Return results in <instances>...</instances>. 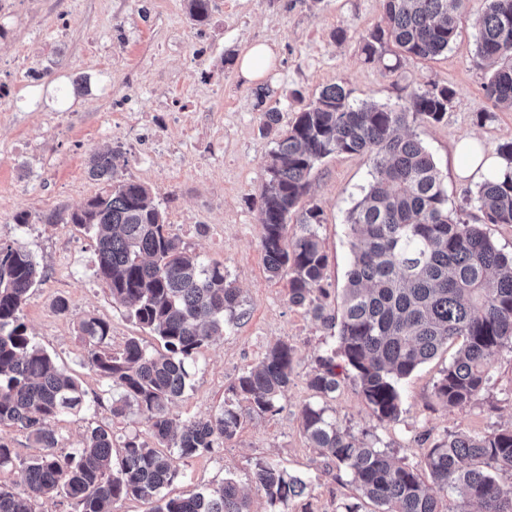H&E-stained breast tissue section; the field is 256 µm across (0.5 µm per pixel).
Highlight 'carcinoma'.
Listing matches in <instances>:
<instances>
[{
    "mask_svg": "<svg viewBox=\"0 0 512 512\" xmlns=\"http://www.w3.org/2000/svg\"><path fill=\"white\" fill-rule=\"evenodd\" d=\"M212 0H188L196 22L209 18ZM379 24L363 39L367 63L393 72L406 58L432 59L448 51L458 35L464 0H382ZM476 51L488 77L483 90L494 106L512 111V0H486L476 19ZM455 98L446 85L430 83L395 106L355 105L340 84L324 87L280 130V111L261 112V133L275 137L268 180L259 197L260 242L269 278L290 271L288 301L337 331L339 346L319 359L310 388L325 397L341 376L356 383L378 419L390 422L400 410L398 382L427 362L450 340H462L457 356L435 386L436 396L455 407L472 400L488 383L494 356L512 348V252L498 248L483 226L512 225V142L500 145L502 174L481 182L476 202L482 223L471 224L448 207L440 171L420 140L409 134L417 122H440ZM365 155L371 181L350 209L347 226L354 260L340 306L329 302L327 255L318 236L321 210L297 206L307 194L317 163L334 154ZM127 159L118 147L94 154L89 177L101 190L72 211L47 217L93 233L97 276L112 302L137 325L159 337L163 349L149 353L139 339L112 351L110 326L90 317L79 324L92 349L88 363L121 390L112 414L136 408L154 438L133 435L113 457L112 432L85 431L81 449L58 451L52 423L78 416L85 391L39 347L22 321L39 271L17 242H0V470L16 455L4 433L22 431L43 452L24 467L20 487L0 484V512H35L43 497L60 494L79 512H112L122 498L153 500V512H251V502L231 478L186 498L162 490L177 475L173 448L190 459L224 447L252 414L276 413L291 381L294 349L278 342L229 387L237 403H226L207 419H181L173 406L189 385L188 366L224 324L243 318L240 293L224 266L204 265L173 234L152 191L126 180ZM297 215L299 232L287 236ZM341 357L343 365L336 364ZM246 405H240V402ZM310 447L343 470L376 512H444L441 495L459 497L456 512H512V430L450 433L429 449L425 465L431 483L388 452L341 430L327 407L302 410ZM272 509L307 494V480L268 463L253 472Z\"/></svg>",
    "mask_w": 512,
    "mask_h": 512,
    "instance_id": "obj_1",
    "label": "carcinoma"
}]
</instances>
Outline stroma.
Masks as SVG:
<instances>
[{"label": "stroma", "instance_id": "obj_1", "mask_svg": "<svg viewBox=\"0 0 512 512\" xmlns=\"http://www.w3.org/2000/svg\"><path fill=\"white\" fill-rule=\"evenodd\" d=\"M485 7L486 0H465L458 36L446 53L405 61L391 73L361 55L362 37L381 20L382 0H212L203 24L190 20L187 0H0V241L20 242L35 258L40 277L23 320L87 393L83 414L53 424L59 450L78 451L91 425L110 429L118 444L134 433L151 437L138 413L113 416L119 391L88 366L79 323L89 317L108 322L115 351L132 337L150 349L160 342L113 304L96 276L92 238L45 221L98 192L87 163L116 145L128 159L123 177L150 188L188 250L203 262L223 264L240 290L242 319L196 354L175 414L213 415L232 401L235 378L275 343L288 341L295 352L283 410L246 418L237 435L211 453L175 459L177 475L164 488L166 497H186L231 478L249 494L254 512H269L253 480L256 463L263 462L309 480L307 496L293 500L288 512H338L346 503L374 512L346 474L310 447L301 425L309 404H325L341 429L420 470L428 449L448 433L512 428L507 347L494 357L484 390L454 408L437 398L435 385L456 356L455 341L399 382L401 410L394 421H379L348 379L333 397L317 396L308 380L319 356L337 349L338 337L289 303L287 277L269 279L257 210L274 147L259 131V89H270L267 106L288 123L330 84L344 85L356 103L394 105L438 82L456 92L445 117L410 131L440 168L449 204L479 223V212L464 200L478 183L459 179L455 148L475 137L492 156L512 141V112L495 108L482 89L486 74L476 56L474 20ZM256 42L272 45L276 57L262 79L250 81L235 58ZM81 75L89 77L90 93L60 96ZM370 170L367 157L329 156L312 171L300 202L322 211L317 231L328 256L325 281L336 298L352 260L347 215L367 188ZM23 212L32 216L26 227L15 222ZM61 300L68 316L55 310Z\"/></svg>", "mask_w": 512, "mask_h": 512}]
</instances>
